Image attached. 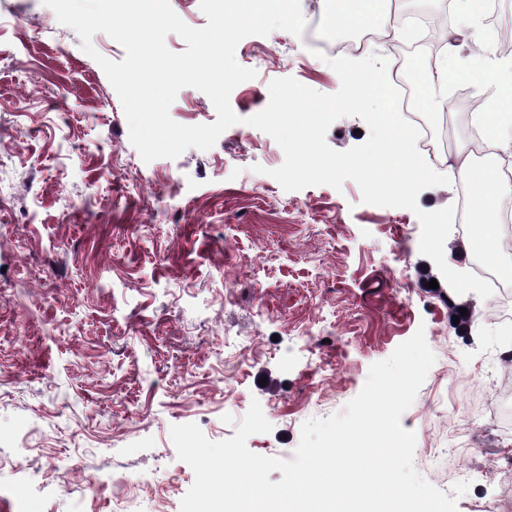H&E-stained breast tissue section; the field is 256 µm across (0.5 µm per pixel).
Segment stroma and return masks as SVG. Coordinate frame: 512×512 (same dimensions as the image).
<instances>
[{
    "label": "stroma",
    "instance_id": "1",
    "mask_svg": "<svg viewBox=\"0 0 512 512\" xmlns=\"http://www.w3.org/2000/svg\"><path fill=\"white\" fill-rule=\"evenodd\" d=\"M330 7L301 0L302 36L244 38L257 75L231 93L239 124L146 163L96 61L123 46L99 32L87 54L42 0H0V512H74L95 471L108 486L88 512H180L195 475L171 426L220 441L256 401L273 429L248 449L292 459L302 424L342 412L420 328L436 361L401 418L414 467L449 495L468 483L457 512H512L498 303L455 293L419 251L417 210L458 206L463 184L414 211L363 203L350 180L288 192L270 175L282 149L246 123L274 79L338 91L328 61L358 32L328 27ZM480 8L453 25L452 80L475 91L474 45L499 52ZM169 114L217 117L191 87Z\"/></svg>",
    "mask_w": 512,
    "mask_h": 512
}]
</instances>
